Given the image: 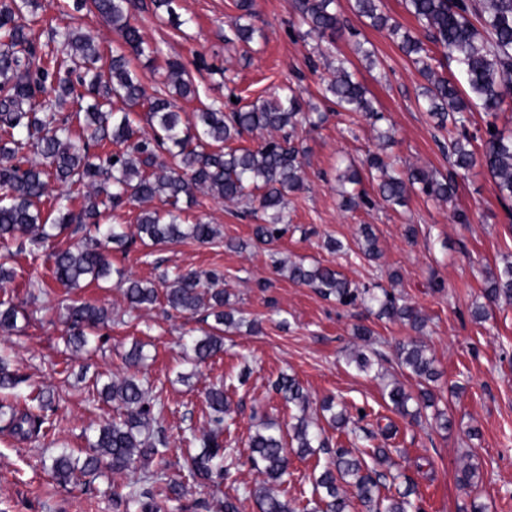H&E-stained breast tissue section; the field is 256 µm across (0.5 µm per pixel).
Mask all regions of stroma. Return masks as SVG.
Wrapping results in <instances>:
<instances>
[{"mask_svg":"<svg viewBox=\"0 0 512 512\" xmlns=\"http://www.w3.org/2000/svg\"><path fill=\"white\" fill-rule=\"evenodd\" d=\"M336 2L348 26L322 39L302 37L291 0H256L257 14L251 20L255 34L249 43L233 37L239 15L235 0H178L176 11L183 21L178 28L158 21L151 12L138 14L145 41L159 47L163 56L180 58L192 71L198 95L181 101L185 118L212 105L249 106L293 84L327 119L301 134L304 187L289 193V230L275 244L253 242L254 219L244 216L243 205L201 193L197 205L185 209L183 216L190 223L200 217L215 225L220 232L215 243L113 251V268L141 280L158 281L163 271L175 267L222 271L233 307L258 322V331L243 326L226 334L223 354L201 365L187 382L177 379L186 369L181 337L185 331L203 329L200 318L170 317L160 305L130 310L112 278L73 293L76 300L112 312L99 347L77 352L66 345L59 304L63 287L51 283L47 292L36 294L28 287L32 278H49L50 251L68 246L70 237L50 240L38 257L11 260L16 275L0 283V296L12 297L23 317L17 331H0V350L10 354L13 369L26 385L51 393L54 428L47 437L32 441L0 433V512H116L112 489L134 481V474L105 471L61 484L43 460L63 448L83 457L91 429L110 421L117 409L101 398L95 381L127 375L122 356L136 342L144 344L149 355L139 376L150 394L165 402L162 425L170 447L163 468L185 482L187 500L198 503L197 512H218L212 484L193 479L188 471L195 449L191 437L209 427L205 387L223 383L236 410L229 440L243 463L222 486L231 495L262 480L247 461L248 437L256 424L273 419L286 426L292 421V408L271 387L283 372L301 382L313 417H320L326 398L343 403L356 427L368 433L367 448L387 449L389 461L381 472L394 477L397 487L416 485L425 512H470L473 500L457 486L468 464L477 468L476 501L486 512H512V304L489 306L483 296L488 276L512 260V208L500 202L490 175L480 167L460 179L448 203L415 192L407 207L393 209L377 198L366 179L362 186L372 197L371 205L342 208L336 174L367 154H381L399 170L414 165L444 174L449 162L440 148L447 130L437 128L420 106L426 81L417 67L386 31L354 17L349 0ZM56 3L39 0L35 35L74 24L94 38L103 57L120 50L111 26L97 14L85 10L74 20ZM365 40L382 61V70H368L358 61L355 45ZM333 49L352 60L357 78L393 125L389 145L380 144L361 114L343 111L330 101L325 87L332 70L325 55ZM201 59L207 67L200 71L196 64ZM457 211L467 213L468 223L455 222ZM366 224L372 226L381 251L374 262L354 252ZM410 224L417 229L412 238L405 234ZM330 237L341 240L347 253L329 252L324 242ZM228 239L240 241L241 249L225 248ZM277 257L335 268L358 287L393 288L420 311L426 326L417 334L365 308L326 299L277 271ZM392 271L399 274L394 283L388 278ZM436 282L442 283V291L433 290ZM481 304L486 317L477 321L472 311ZM358 324L372 329L370 340L354 336ZM414 337L435 358L440 377L430 388L437 408L452 422L449 430L440 429L430 417L417 423L393 413L384 397L386 384L395 379L418 392L417 379L402 374L395 358L397 344ZM357 349L373 355L369 372L348 365ZM382 416L396 427L391 438L375 433Z\"/></svg>","mask_w":512,"mask_h":512,"instance_id":"stroma-1","label":"stroma"}]
</instances>
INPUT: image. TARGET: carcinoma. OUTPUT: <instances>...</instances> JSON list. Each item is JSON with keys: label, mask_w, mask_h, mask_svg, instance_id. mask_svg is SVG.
Here are the masks:
<instances>
[{"label": "carcinoma", "mask_w": 512, "mask_h": 512, "mask_svg": "<svg viewBox=\"0 0 512 512\" xmlns=\"http://www.w3.org/2000/svg\"><path fill=\"white\" fill-rule=\"evenodd\" d=\"M292 6L309 37L322 38L343 26L336 0H292ZM405 6L428 40L442 47L446 58L455 63L467 92L436 71L431 50L384 13L382 0H353V12L369 20V26L386 30L419 66L428 81L423 92L426 111L437 126L443 129L449 123L460 130L448 136L450 169L440 177L415 166L395 173L381 155H370L367 170L376 182L377 194L385 203L399 207L407 205L412 190L446 202L455 195L458 179L479 164L490 173L500 200L511 202L512 135L497 128L496 119L506 99L512 98V0H405ZM37 8L35 0H0V245L18 241L22 247L29 246L28 254L35 257L49 239L64 231L80 236L77 245L53 253L51 273L52 280L68 294L61 301L67 342L81 349L100 338V327L108 322L109 314L69 294L83 282L98 283L111 275V246L127 249L135 238L146 247L209 244L217 238V230L208 223H183L182 198L192 200L199 191L230 203L256 201L254 211L264 218L253 227L255 241L266 245L279 239L288 223L285 195L303 186L304 149L298 129L323 121V115L303 111L299 93L290 89L247 109H203L186 126L173 97H194L196 87L182 61L167 57L158 63L160 49L149 45L133 23L142 10L141 0H74L73 9L97 14L112 26L124 46L161 72L163 89L148 99L125 54L104 61L92 38L72 26L50 29L45 41L36 37ZM326 91L348 112H361L374 123L383 119L351 71V61L341 54L336 55ZM143 100L149 133L141 130L132 112ZM117 101L124 107H114ZM475 107L490 117L487 126L494 127L486 130L479 146L466 133ZM255 130L270 133V138L254 149L229 146L243 133ZM108 145L114 149H106ZM53 182L66 186L67 191L50 201L54 217L49 219L41 204L49 197ZM250 188L260 195L251 198ZM156 199L169 209L162 212L149 207ZM130 206L140 207L134 238L123 224ZM362 234L357 254L368 260L378 258L375 235L367 227ZM275 265L289 280L325 298L345 306L360 301L377 308L380 317L405 323L415 331L423 327L416 308L385 288H354L339 271L321 264L286 265L277 260ZM118 277L130 309L148 308L158 301L157 289L150 283L121 272ZM163 284L164 302L170 310L189 316L202 311L214 320L209 331L189 337L186 360L197 365L223 353L224 331L245 322L240 311L226 307L224 276L211 272L203 279L189 269L171 279L163 275ZM485 298L491 304L512 303V262L490 277ZM18 315L12 300L0 299V329L16 328ZM396 358L402 372L420 379L421 388L414 395L395 382L386 396L393 411L418 419L422 411L435 405L428 387L438 376L435 359L414 341L400 344ZM22 383L10 369L9 358L0 354V392L24 401L22 407L0 404V430L28 441L53 427L48 415L52 400L42 390L36 395L18 392ZM273 390L299 411L289 424L296 447H288L281 426L273 420L261 422L250 434L249 461L265 476L247 491L257 512H297L276 487L287 481L291 456L303 459L321 451L331 457L313 471L312 512H350L352 503L342 489L344 484L354 489L366 512H423L410 499L415 486L383 495L385 474L347 448L329 450L323 427L306 415L309 397L295 376L280 374ZM100 395L120 403L127 412L94 430L84 459H75L66 451L53 457L50 469L55 478L67 483L78 471L88 474L102 467L114 473L137 472L138 478L125 491L113 492V501L123 512L134 507L139 512H161L164 504L185 498L182 483L152 468L168 448L160 426L165 409L161 399L150 396L132 376L104 384ZM205 401L210 429L199 439L200 452L190 456V473L218 487L239 465L235 449L224 447V431L230 429L233 417L224 385L208 387ZM322 410L329 414L331 426L345 430L349 422L345 407L328 400Z\"/></svg>", "instance_id": "1"}]
</instances>
